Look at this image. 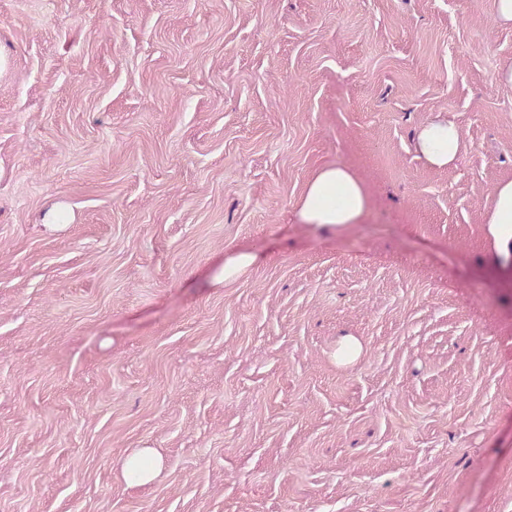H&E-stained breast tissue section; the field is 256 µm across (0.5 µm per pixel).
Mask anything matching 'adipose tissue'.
I'll list each match as a JSON object with an SVG mask.
<instances>
[{"label":"adipose tissue","instance_id":"ef3b65f1","mask_svg":"<svg viewBox=\"0 0 512 512\" xmlns=\"http://www.w3.org/2000/svg\"><path fill=\"white\" fill-rule=\"evenodd\" d=\"M465 144L460 129L448 119L436 117L420 126L415 150L427 164L443 169L453 165ZM372 204L371 193L347 167L324 166L307 181L297 200L298 223L341 230L362 221ZM484 222L494 242L485 262L492 268H512V180L499 183Z\"/></svg>","mask_w":512,"mask_h":512}]
</instances>
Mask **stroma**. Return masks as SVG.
I'll return each mask as SVG.
<instances>
[{"mask_svg": "<svg viewBox=\"0 0 512 512\" xmlns=\"http://www.w3.org/2000/svg\"><path fill=\"white\" fill-rule=\"evenodd\" d=\"M0 54V512H512L491 0H0ZM465 148L460 129L448 119L435 117L420 126L415 138V150L427 164L449 168ZM372 196L365 182L345 166H324L307 181L297 200L300 224L341 230L358 224L368 213ZM484 224L494 242V250L485 258V263L495 269L503 265L512 268V180L496 186ZM258 261L254 253H238L227 260L224 264V281L235 278L246 273Z\"/></svg>", "mask_w": 512, "mask_h": 512, "instance_id": "obj_1", "label": "stroma"}]
</instances>
